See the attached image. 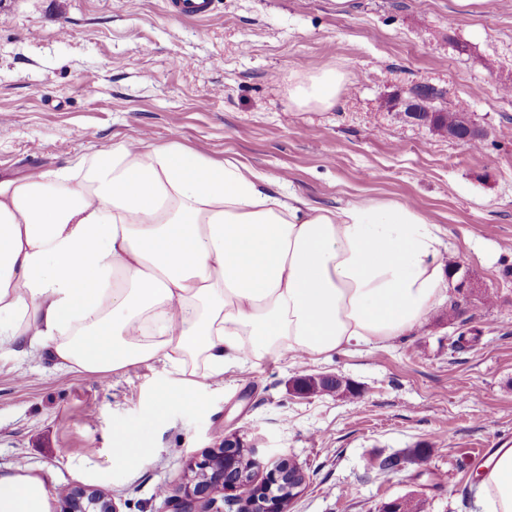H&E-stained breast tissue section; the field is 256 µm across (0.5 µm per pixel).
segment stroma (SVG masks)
<instances>
[{"mask_svg": "<svg viewBox=\"0 0 512 512\" xmlns=\"http://www.w3.org/2000/svg\"><path fill=\"white\" fill-rule=\"evenodd\" d=\"M324 67L345 76L335 106L297 110L289 79ZM421 87L466 108L479 149L397 111ZM136 139L238 159L320 207L414 204L444 232L448 302L373 349L267 356L208 381L143 425L152 455L133 468L115 464L112 428L140 423L168 366L92 378L14 345L0 351V473L28 468L54 494L88 484L119 512H176L190 463L238 432L306 472L288 512H381L408 496L478 512L470 455L512 433V0H219L205 22L163 0H0V180ZM304 375L359 395L298 392ZM414 448L425 462H408ZM393 454L405 463L380 472Z\"/></svg>", "mask_w": 512, "mask_h": 512, "instance_id": "obj_1", "label": "stroma"}]
</instances>
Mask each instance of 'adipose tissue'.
Segmentation results:
<instances>
[{"instance_id": "ef3b65f1", "label": "adipose tissue", "mask_w": 512, "mask_h": 512, "mask_svg": "<svg viewBox=\"0 0 512 512\" xmlns=\"http://www.w3.org/2000/svg\"><path fill=\"white\" fill-rule=\"evenodd\" d=\"M344 75L288 89L332 109ZM177 143H115L0 180V347L105 376L152 361L173 384L144 419L267 354L312 360L421 326L446 298L440 225L413 205L321 208ZM481 512H512V448L479 469ZM44 479L0 474V512H52Z\"/></svg>"}]
</instances>
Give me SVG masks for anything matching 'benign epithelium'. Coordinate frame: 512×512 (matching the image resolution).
<instances>
[{
  "label": "benign epithelium",
  "mask_w": 512,
  "mask_h": 512,
  "mask_svg": "<svg viewBox=\"0 0 512 512\" xmlns=\"http://www.w3.org/2000/svg\"><path fill=\"white\" fill-rule=\"evenodd\" d=\"M177 512H223V503L237 512H288L289 505L306 482L303 470L284 455L265 459L233 433L224 437L219 450L195 460ZM62 512H116L112 502L96 488L71 487L61 494Z\"/></svg>",
  "instance_id": "1"
}]
</instances>
